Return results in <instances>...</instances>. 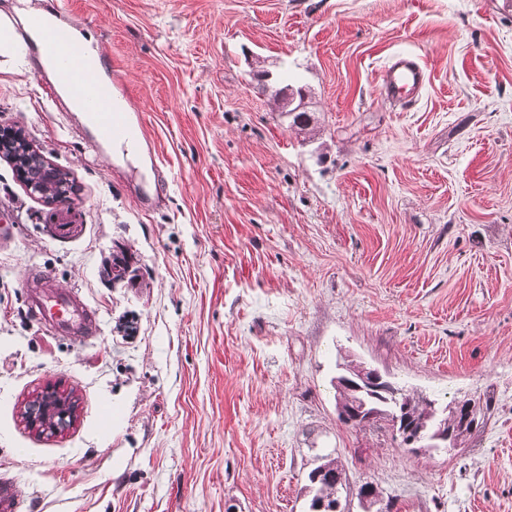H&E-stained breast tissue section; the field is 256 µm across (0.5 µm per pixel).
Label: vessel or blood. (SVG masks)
<instances>
[{"mask_svg":"<svg viewBox=\"0 0 512 512\" xmlns=\"http://www.w3.org/2000/svg\"><path fill=\"white\" fill-rule=\"evenodd\" d=\"M73 30L54 12L34 45L37 58L58 64V81L66 89L69 101L83 104L91 123L105 141L114 145H137L145 138L142 120L132 119L124 106L127 89L118 73H104L102 56L76 55L71 51ZM426 73L412 56H395L382 73L383 91L398 102H410L421 89ZM29 304L52 333L86 336L92 332V319L70 294L54 290H36Z\"/></svg>","mask_w":512,"mask_h":512,"instance_id":"vessel-or-blood-1","label":"vessel or blood"}]
</instances>
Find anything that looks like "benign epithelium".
<instances>
[{
  "label": "benign epithelium",
  "instance_id": "obj_1",
  "mask_svg": "<svg viewBox=\"0 0 512 512\" xmlns=\"http://www.w3.org/2000/svg\"><path fill=\"white\" fill-rule=\"evenodd\" d=\"M309 107V94L304 88L281 83L276 88L275 111L292 116L297 112H306ZM0 157L8 161L32 194L41 193L39 183L30 175L28 165H48L40 152L24 139V134L14 129H0ZM354 389L366 392L370 400L361 401L357 406L337 403L339 420L349 426L375 424L391 433L398 445L412 453L423 452L429 448H456L460 438L448 430V425L427 432L422 427L408 425L403 419L399 406L403 391L390 382L382 372L362 363L358 364L356 375H343L336 378V390L344 392ZM25 424L41 436L55 438L63 435L76 422L75 408L61 394V389L48 385L24 405L22 412Z\"/></svg>",
  "mask_w": 512,
  "mask_h": 512
}]
</instances>
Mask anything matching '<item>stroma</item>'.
<instances>
[{
  "label": "stroma",
  "mask_w": 512,
  "mask_h": 512,
  "mask_svg": "<svg viewBox=\"0 0 512 512\" xmlns=\"http://www.w3.org/2000/svg\"><path fill=\"white\" fill-rule=\"evenodd\" d=\"M24 2L0 0V128L67 173L81 230L50 237L55 206L0 159V474L20 512H309L322 455L350 512L366 482L397 512H512V12L58 0L127 80L155 145L129 157L36 74ZM399 53L427 75L405 110L379 91ZM260 63L309 90L311 139L252 81ZM119 243L141 287L104 280ZM34 288L78 297L93 337L47 331ZM346 356L491 415L450 452L349 428ZM49 383L78 399L51 439L20 417Z\"/></svg>",
  "instance_id": "1"
}]
</instances>
